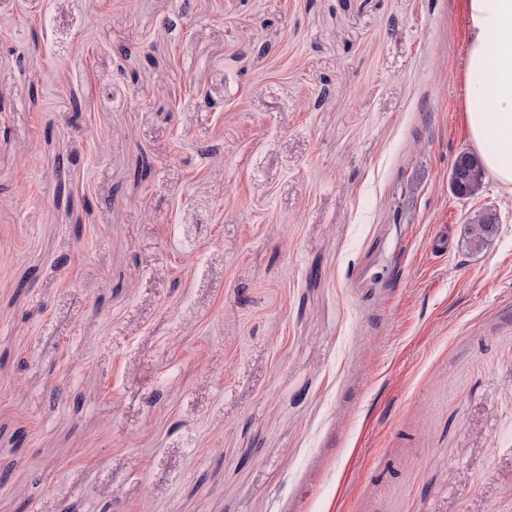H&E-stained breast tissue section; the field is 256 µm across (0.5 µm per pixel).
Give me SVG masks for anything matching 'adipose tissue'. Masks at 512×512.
I'll return each mask as SVG.
<instances>
[{"label": "adipose tissue", "instance_id": "ef3b65f1", "mask_svg": "<svg viewBox=\"0 0 512 512\" xmlns=\"http://www.w3.org/2000/svg\"><path fill=\"white\" fill-rule=\"evenodd\" d=\"M464 116L485 171L512 188V0H464Z\"/></svg>", "mask_w": 512, "mask_h": 512}]
</instances>
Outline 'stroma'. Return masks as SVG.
Listing matches in <instances>:
<instances>
[{"mask_svg":"<svg viewBox=\"0 0 512 512\" xmlns=\"http://www.w3.org/2000/svg\"><path fill=\"white\" fill-rule=\"evenodd\" d=\"M466 56L462 0H0V512H512ZM469 217L466 225V245L469 249L479 250L487 244L496 230V224H480L479 214Z\"/></svg>","mask_w":512,"mask_h":512,"instance_id":"obj_1","label":"stroma"}]
</instances>
